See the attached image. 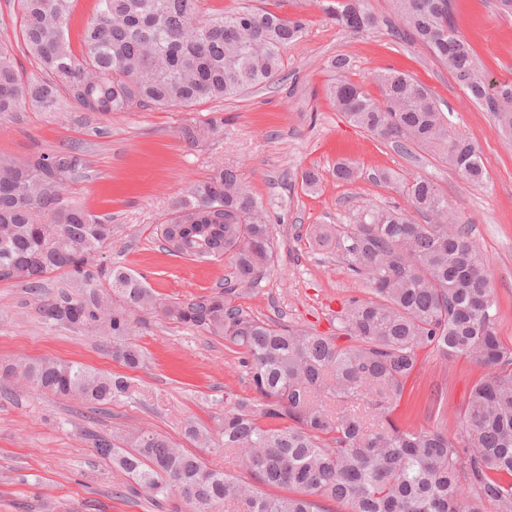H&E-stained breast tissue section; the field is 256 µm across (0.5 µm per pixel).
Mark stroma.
Returning <instances> with one entry per match:
<instances>
[{"instance_id": "35a3bbf8", "label": "stroma", "mask_w": 512, "mask_h": 512, "mask_svg": "<svg viewBox=\"0 0 512 512\" xmlns=\"http://www.w3.org/2000/svg\"><path fill=\"white\" fill-rule=\"evenodd\" d=\"M459 33L493 80L512 82V16L497 0H451ZM209 10L273 11L302 20L305 31L290 45L285 67L272 84L228 101L189 109L121 112L88 117L71 106L49 115L22 104L0 119V155L24 157L79 146L86 167L62 190L64 201L109 217L112 239L96 254L93 270L115 266L145 277L161 302L219 291L231 273L228 259L198 263L163 251L156 224L188 182L220 168L237 170L271 214L274 257L267 275L241 292V304L261 319L336 331L344 299L366 296L363 281L314 241L320 224L348 223L366 207L406 206V182L433 180L447 195L461 223L486 258L499 306L498 334L512 346V134L470 99L454 76L419 41L395 35L400 22L390 0H369L375 27L353 33L325 11L327 0H204ZM348 57L350 76L373 97L381 90L374 75L394 68L426 85L449 115L453 131L480 148L484 183L465 180L440 155L392 144L349 125L330 101L326 87L334 57ZM221 119L218 133L188 147L179 128L191 120ZM347 159L360 179L336 180L333 168ZM321 178L318 190L301 186L303 171ZM386 170L391 181L375 180ZM25 279L0 280V367L42 359L72 361L106 374L128 375L139 388L137 402H119L92 415L75 401L13 380L0 382V512H171L143 497H115L126 474L97 455L91 435L111 436L145 429L198 453L212 467L244 476L233 457L198 448L184 435L186 420L212 425L225 399L250 395L236 352L222 338L145 316L135 341L142 367L127 370L112 356L110 337L46 321ZM483 370L465 360L421 361L395 412L399 423L439 429L457 437L459 414Z\"/></svg>"}]
</instances>
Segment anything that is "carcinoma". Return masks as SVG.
<instances>
[{
	"label": "carcinoma",
	"mask_w": 512,
	"mask_h": 512,
	"mask_svg": "<svg viewBox=\"0 0 512 512\" xmlns=\"http://www.w3.org/2000/svg\"><path fill=\"white\" fill-rule=\"evenodd\" d=\"M24 54L40 76L23 80L0 44V119L24 102L55 114L70 100L97 117L134 109L191 108L228 100L273 82L288 46L303 32L298 20L274 12H207L203 0H96L85 26L82 58L68 37L72 0H18ZM336 23L362 33L375 24L367 0H330ZM392 12L470 97L512 131V84L491 83L472 45L450 19V0H391ZM338 73L329 94L352 126L403 149L440 151L467 181L480 184L479 147L451 131L426 86L401 72L379 74L384 101ZM218 125L186 124L180 136L196 146ZM86 166L75 148L26 159L0 156V279L19 277L38 291L55 271L75 277V298H40L43 318L112 337V356L139 368L131 341L157 309L169 320L224 339L241 354L253 397L224 409L217 426L185 423L203 448L236 454L251 477L240 480L209 466L151 431L94 438L96 453L128 474L160 506L181 492L187 512H512V347L498 336V302L486 261L460 224L448 196L429 179L406 184L418 222L399 207L364 208L353 223L318 226L314 239L336 249L369 289L336 313V335L260 319L238 303L239 287L271 267L269 216L236 171L221 169L188 185L157 226L164 250L195 261L229 255L233 282L210 295L163 304L144 277L122 267L95 273L89 260L112 238L110 220L61 190ZM465 358L492 372L471 388L460 435L398 425L391 414L418 370L420 353ZM28 382L93 407L139 396L124 375L45 360L10 367ZM327 395L335 404L324 408ZM290 493H263L259 486Z\"/></svg>",
	"instance_id": "cac0c4a2"
}]
</instances>
